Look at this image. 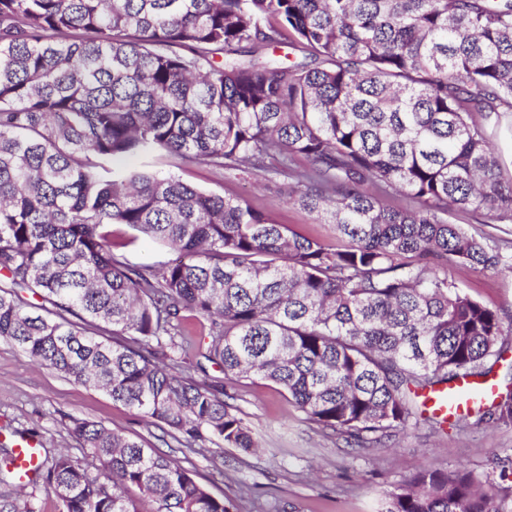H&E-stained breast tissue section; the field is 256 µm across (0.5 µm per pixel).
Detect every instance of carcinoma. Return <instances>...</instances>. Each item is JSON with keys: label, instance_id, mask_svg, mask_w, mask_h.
I'll list each match as a JSON object with an SVG mask.
<instances>
[{"label": "carcinoma", "instance_id": "carcinoma-1", "mask_svg": "<svg viewBox=\"0 0 512 512\" xmlns=\"http://www.w3.org/2000/svg\"><path fill=\"white\" fill-rule=\"evenodd\" d=\"M310 62L264 50L285 33ZM512 129V0H0V337L101 390L181 452L260 447L221 381L280 387L325 430L375 447L416 398L480 380L512 349V317L448 282V266L512 270V251L445 219L512 221L492 136ZM268 169L335 225L328 245L240 197L125 159ZM306 165L294 166L296 158ZM415 203L395 209L383 197ZM114 224L172 248L158 271L114 253ZM51 306L27 310L16 289ZM201 328L194 333L188 323ZM474 425L512 423V399ZM98 461L65 452L27 483L0 448V512L43 487L62 512H239L144 438L70 418ZM502 470L425 467L382 512H512ZM447 219L449 223L458 224L471 234L482 235L485 233H495V231L486 224H479L482 222L483 218L468 210L452 209L448 211Z\"/></svg>", "mask_w": 512, "mask_h": 512}]
</instances>
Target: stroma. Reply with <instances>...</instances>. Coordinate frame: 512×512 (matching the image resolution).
Here are the masks:
<instances>
[{"instance_id": "stroma-1", "label": "stroma", "mask_w": 512, "mask_h": 512, "mask_svg": "<svg viewBox=\"0 0 512 512\" xmlns=\"http://www.w3.org/2000/svg\"><path fill=\"white\" fill-rule=\"evenodd\" d=\"M171 168L186 182L224 196H238L293 231L335 244L336 229L317 223L288 195L292 186L268 174L228 173L175 158ZM114 240H126L122 254L134 266L159 269L172 252L151 240L130 241L128 227H111ZM448 279L470 296L512 315V274L483 273L452 265ZM238 415L264 450L249 454L210 445L191 455L197 479L217 497H241V512L277 505L279 512H380L382 494L426 466L463 467L477 476L512 472V425L418 424L393 438L387 448H354L343 437L306 420L278 386L243 379L229 389ZM85 418L153 439L158 430L102 391L82 386L22 355L0 339V448L19 438L38 440L47 453L67 451L83 465L95 459L67 430L69 418Z\"/></svg>"}]
</instances>
